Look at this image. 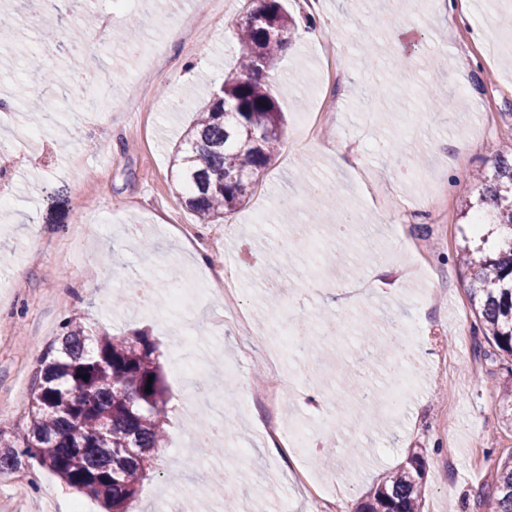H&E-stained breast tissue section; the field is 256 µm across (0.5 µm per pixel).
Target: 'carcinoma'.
<instances>
[{"mask_svg": "<svg viewBox=\"0 0 512 512\" xmlns=\"http://www.w3.org/2000/svg\"><path fill=\"white\" fill-rule=\"evenodd\" d=\"M294 37L280 0H247L237 32L244 47L239 67L224 77L175 150L185 205L207 224L241 206L275 157L284 118L262 78ZM479 181L475 211L497 230V240L487 249L488 239L480 238L461 262L484 338L512 359V156L498 152L494 169ZM156 350L141 332L93 336L79 318L66 321L39 360L26 426L0 440V471L34 458L68 488L103 501L108 512H129L153 469V449L164 442L169 397ZM500 402L511 426L512 366ZM424 476L416 452L355 512H420ZM485 504L491 512H512V458L498 466Z\"/></svg>", "mask_w": 512, "mask_h": 512, "instance_id": "1", "label": "carcinoma"}]
</instances>
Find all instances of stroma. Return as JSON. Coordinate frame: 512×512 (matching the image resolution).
Here are the masks:
<instances>
[{
  "label": "stroma",
  "mask_w": 512,
  "mask_h": 512,
  "mask_svg": "<svg viewBox=\"0 0 512 512\" xmlns=\"http://www.w3.org/2000/svg\"><path fill=\"white\" fill-rule=\"evenodd\" d=\"M0 3L17 30L16 41L0 40V97H16L23 81L41 93L24 66L33 51L67 87L55 123L20 103L18 125L0 127V192L14 200L0 216V252L10 255L0 265V426L23 428L39 360L77 317L100 334L147 331L158 347L171 396L167 438L132 512H170L176 500L187 512H226L216 473L235 481L236 512H312L297 471L335 485L353 512L416 451L425 460L421 512H487L479 497L512 457V427L499 406L503 372L472 328L459 256L476 174L491 171L496 146L512 142V44L502 38L512 0H466L453 14L448 0H283L296 34L270 71L285 118L280 150L246 204L204 228L222 233V244L198 251L193 235L203 227L184 205L173 149L200 100L237 65L244 0H224L187 42L175 29L191 0H159L169 30L144 19L135 0ZM43 8L61 13L67 28L91 13L140 37L88 46L80 74L74 46L44 42L31 26ZM402 54L411 66L397 65ZM175 98L182 111H171ZM442 98L457 111L439 106ZM27 127L43 131V155L32 153ZM336 143L359 165L334 166L322 149ZM308 178L330 182L336 204L312 212ZM345 206L362 227L340 243L327 227ZM389 208L409 211V221L382 220ZM144 234L157 244L148 257ZM400 250L423 277L378 291L376 269ZM200 251L208 263L198 264ZM218 269L234 273L250 333L267 347L288 344L290 323H337L289 360L300 376L277 414L312 429L316 447L274 453L256 429L270 417L253 381L266 366L244 357L231 314L202 294ZM146 275L156 284L150 308L115 303ZM313 389L333 404L311 401ZM204 417L228 423V449L177 466L184 432ZM349 440L361 448L353 464ZM77 502L105 512L36 461L0 472V512H69Z\"/></svg>",
  "instance_id": "1"
}]
</instances>
